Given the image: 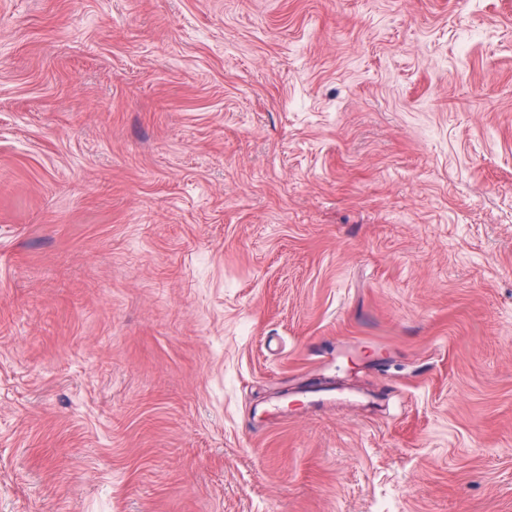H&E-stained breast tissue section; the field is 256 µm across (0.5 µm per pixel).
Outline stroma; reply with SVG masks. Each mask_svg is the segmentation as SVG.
<instances>
[{
    "mask_svg": "<svg viewBox=\"0 0 512 512\" xmlns=\"http://www.w3.org/2000/svg\"><path fill=\"white\" fill-rule=\"evenodd\" d=\"M0 512H512V0H0Z\"/></svg>",
    "mask_w": 512,
    "mask_h": 512,
    "instance_id": "35a3bbf8",
    "label": "stroma"
}]
</instances>
